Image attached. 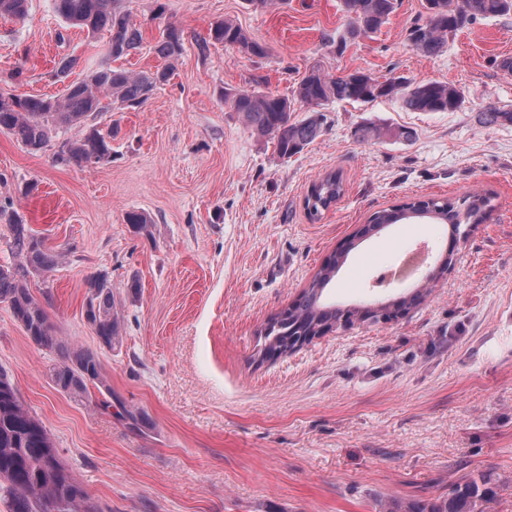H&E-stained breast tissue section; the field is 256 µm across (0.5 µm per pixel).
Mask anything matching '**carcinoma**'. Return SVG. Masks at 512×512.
Listing matches in <instances>:
<instances>
[{
	"instance_id": "carcinoma-1",
	"label": "carcinoma",
	"mask_w": 512,
	"mask_h": 512,
	"mask_svg": "<svg viewBox=\"0 0 512 512\" xmlns=\"http://www.w3.org/2000/svg\"><path fill=\"white\" fill-rule=\"evenodd\" d=\"M56 13L71 27L95 35L109 32L106 61L85 79L65 83L73 60L63 58L54 71L65 84L59 98L0 95V131L16 137L26 148L40 151L51 142L59 127L83 122L122 107H139L166 81L169 69L128 71L114 67L109 60L131 55L140 48L143 37L130 14L114 7L115 0H53ZM397 0H343L350 17L348 37L355 39L378 30L396 9ZM27 0H0V15L21 19ZM427 19L414 23L408 31L413 48L425 56L439 53L448 35L478 18L512 13V0H425ZM209 38L232 45L252 56H262L264 47L253 40L236 22L225 19L213 24ZM165 61L177 59L183 50L182 31L166 26L153 47ZM397 99L412 112H455L464 103L463 92L452 83H415L404 77L380 81L360 71L332 76L312 68L296 84L292 97L252 90L234 89L225 94L233 111L259 136L272 139L278 156L288 158L313 143L326 129L324 105L331 101L370 103L377 99ZM307 106L300 120L292 118L294 103ZM480 119L490 124H512V110L490 108ZM354 135L364 140L410 141L413 132L406 127L361 125ZM112 132L92 129L84 138L65 142V151L54 157L58 164L83 166L112 157ZM344 192L343 179L335 171L313 185L306 198L311 218L319 217ZM492 198L472 194L459 200H419L375 212L363 225L360 235L371 237L382 226L398 224L425 213L437 224L457 229L463 224H480L492 210ZM0 224L10 233L13 265L0 268V303L10 308L14 319L39 348L55 355L51 378L57 390L74 399L91 397L90 387H106L100 354L89 348L68 345L58 336L43 305L28 288L29 274L56 269L64 256L59 247L35 233L8 204L0 205ZM349 252H336L319 268L308 286L282 313L260 331L264 336L260 355L288 354V328L305 336H318L327 328L349 322L343 311L327 302L326 292L346 263ZM85 318L97 336L100 347L112 349L120 339V321L107 275L96 273L86 279ZM497 496L494 479L481 475L453 484L448 495L436 499L411 500L386 505L384 512H490ZM0 502L8 512H98L90 503L74 473L64 466L53 441L30 410L19 399L8 374L0 369Z\"/></svg>"
}]
</instances>
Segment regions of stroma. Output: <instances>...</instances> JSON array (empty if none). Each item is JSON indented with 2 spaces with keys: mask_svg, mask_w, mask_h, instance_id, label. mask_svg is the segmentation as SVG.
Instances as JSON below:
<instances>
[{
  "mask_svg": "<svg viewBox=\"0 0 512 512\" xmlns=\"http://www.w3.org/2000/svg\"><path fill=\"white\" fill-rule=\"evenodd\" d=\"M143 35L123 68L156 69L165 25L183 33L169 80L139 108L88 117L57 141L118 123L111 160L54 163L0 132V202L65 249L60 266L28 278L59 335L99 349L85 319L87 276H108L121 321L100 351L112 388L76 401L49 376L38 348L0 303V367L50 434L61 461L101 512H380L381 503L431 499L461 480L497 482L491 512H512V14L449 35L437 55L407 39L424 0H398L379 31L336 44L342 0H116ZM235 20L263 56L213 44L214 22ZM107 32L69 28L52 0L25 18L0 17V93L58 95L53 73L74 59L76 81L103 58ZM23 67L22 82L7 80ZM361 70L379 79L449 82L465 102L421 113L399 101H331L329 124L301 153L279 158L224 102L228 89L292 93L307 69ZM413 129L408 142L359 141L357 126ZM343 197L319 218L305 207L328 171ZM494 200L472 225L453 267L425 301L390 323L354 322L293 354L258 363L260 329L305 288L375 211L419 197ZM131 211L151 224H127ZM448 225L394 224L354 249L331 289L343 303L385 301L425 285ZM425 241L419 275L376 286L372 266ZM139 412L135 426L123 410Z\"/></svg>",
  "mask_w": 512,
  "mask_h": 512,
  "instance_id": "35a3bbf8",
  "label": "stroma"
}]
</instances>
